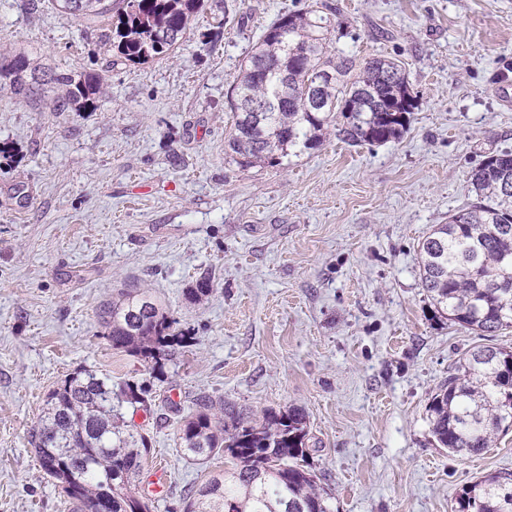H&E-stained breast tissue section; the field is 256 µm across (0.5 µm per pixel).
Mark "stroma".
Returning a JSON list of instances; mask_svg holds the SVG:
<instances>
[{
	"label": "stroma",
	"instance_id": "35a3bbf8",
	"mask_svg": "<svg viewBox=\"0 0 512 512\" xmlns=\"http://www.w3.org/2000/svg\"><path fill=\"white\" fill-rule=\"evenodd\" d=\"M312 0H204L183 43L132 64L106 23L0 0V56L36 75L97 73L95 109L57 110L55 85L0 82V512H70L29 433L46 396L89 371L146 388L120 400V430L143 436L132 491L153 512L224 469L177 452L195 396L262 416L295 407L306 460L336 512H452L462 487L512 471V429L480 455L452 456L429 404L460 351L481 337L439 314L417 244L475 198L471 173L512 151V0H326L343 34L330 50L398 61L416 98L400 138L351 146L327 135L280 165L224 154L228 93L263 30ZM208 275L211 291H188ZM147 290L193 341L160 366L113 350L99 306Z\"/></svg>",
	"mask_w": 512,
	"mask_h": 512
}]
</instances>
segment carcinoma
Returning <instances> with one entry per match:
<instances>
[{"instance_id": "obj_1", "label": "carcinoma", "mask_w": 512, "mask_h": 512, "mask_svg": "<svg viewBox=\"0 0 512 512\" xmlns=\"http://www.w3.org/2000/svg\"><path fill=\"white\" fill-rule=\"evenodd\" d=\"M91 28L112 20L110 47L127 62L142 64L173 52L204 0H50ZM335 11L325 5L281 15L246 58L229 102L227 147L240 166L280 164L287 149H307L334 130L351 145L382 144L401 135L415 107L406 74L385 57L363 62L332 55L327 41ZM322 107H308L314 78ZM20 91L35 79L29 59L14 56L0 67ZM63 89L56 108L94 106L96 73L55 74ZM512 151L485 156L471 174L476 199L435 224L418 242L422 288L448 320L491 338L512 328ZM98 318L112 349L159 363L193 337L175 329L145 292L99 306ZM112 380L77 372L46 397V411L30 431L45 475L56 481L73 512H151L147 499L128 490L142 468L134 435L114 431ZM179 428L182 455L198 462L224 453L231 466L185 490L184 512H334L333 496L306 465V417L296 408L267 411L255 419L218 407L206 394ZM430 431L452 455H478L495 435L512 427V351L482 344L459 355L432 396ZM453 512H512V471H497L464 486Z\"/></svg>"}]
</instances>
